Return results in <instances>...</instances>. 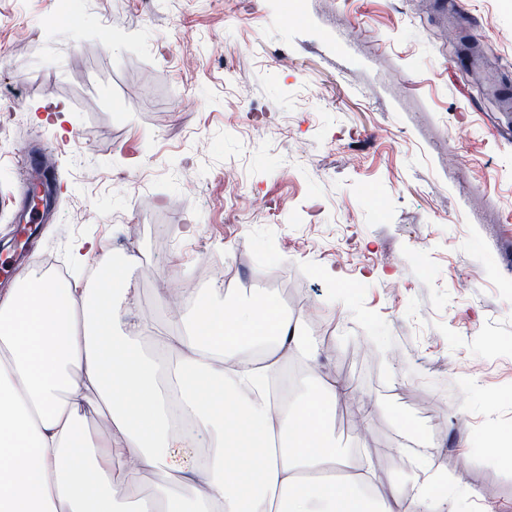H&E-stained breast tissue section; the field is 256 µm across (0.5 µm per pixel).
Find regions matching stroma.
<instances>
[{
    "mask_svg": "<svg viewBox=\"0 0 512 512\" xmlns=\"http://www.w3.org/2000/svg\"><path fill=\"white\" fill-rule=\"evenodd\" d=\"M0 0V131L54 145L52 219L17 248L0 159V288L83 241L162 285L223 259L319 337L373 410L337 447L405 473L430 445L453 512H512V0Z\"/></svg>",
    "mask_w": 512,
    "mask_h": 512,
    "instance_id": "1",
    "label": "stroma"
}]
</instances>
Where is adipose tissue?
Instances as JSON below:
<instances>
[{"label": "adipose tissue", "instance_id": "adipose-tissue-1", "mask_svg": "<svg viewBox=\"0 0 512 512\" xmlns=\"http://www.w3.org/2000/svg\"><path fill=\"white\" fill-rule=\"evenodd\" d=\"M73 268L88 282L32 269L0 289V512H441L434 457L386 483L337 448V405L363 425L371 410L286 308L167 288L165 318L137 319L136 258L90 246Z\"/></svg>", "mask_w": 512, "mask_h": 512}]
</instances>
